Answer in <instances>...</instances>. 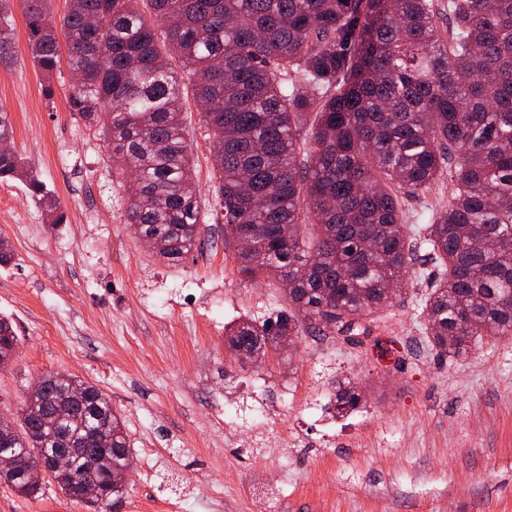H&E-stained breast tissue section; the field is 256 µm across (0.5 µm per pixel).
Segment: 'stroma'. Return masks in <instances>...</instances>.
Here are the masks:
<instances>
[{"label":"stroma","instance_id":"obj_1","mask_svg":"<svg viewBox=\"0 0 512 512\" xmlns=\"http://www.w3.org/2000/svg\"><path fill=\"white\" fill-rule=\"evenodd\" d=\"M11 10L0 109L66 222L52 226L24 184L0 181V238L14 253L0 266V313L19 337L0 369V414L17 412L47 372L99 387L137 455L107 512H512V336L484 337L460 359L431 350L420 316L438 276L428 262L358 341L306 335L292 353L240 363L225 326L264 319L286 297L237 272L191 85L182 114L205 221L171 267L126 224V177L97 128L69 111V71L33 64L21 0ZM345 377L366 390L363 407L321 414ZM0 512L89 510L53 483L30 499L0 482Z\"/></svg>","mask_w":512,"mask_h":512}]
</instances>
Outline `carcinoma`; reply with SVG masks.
<instances>
[{"label": "carcinoma", "mask_w": 512, "mask_h": 512, "mask_svg": "<svg viewBox=\"0 0 512 512\" xmlns=\"http://www.w3.org/2000/svg\"><path fill=\"white\" fill-rule=\"evenodd\" d=\"M143 2L147 9L134 6ZM28 46L50 75H87L70 111L98 126L130 174L126 223L176 266L197 246L201 211L172 61L178 60L212 137L224 239L243 277L281 283L287 306L224 328L231 352L267 355L281 336L334 331L353 340L427 246L440 275L422 304L430 345L450 358L484 336L512 335V0H69L61 27L50 0H23ZM10 0H0V63L13 58ZM449 171L448 209L407 223L400 194L428 191ZM16 179L66 222L31 167L0 151ZM453 340H448V337ZM0 314V367L15 356ZM18 419L0 417V449L21 459L73 451L53 480L124 496L112 472L134 467L124 418L99 388L44 380ZM365 399L336 382L334 413ZM17 494L42 487L4 479Z\"/></svg>", "instance_id": "obj_1"}]
</instances>
